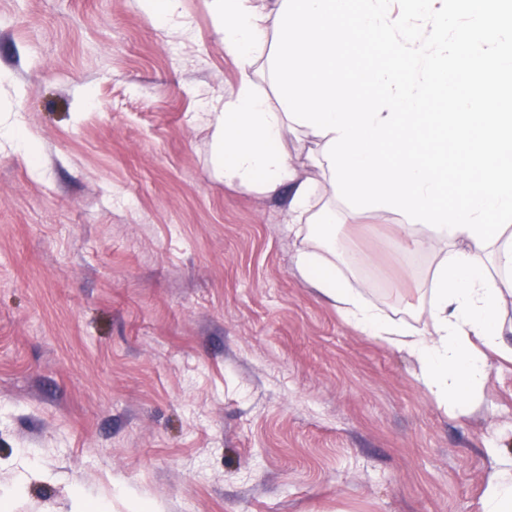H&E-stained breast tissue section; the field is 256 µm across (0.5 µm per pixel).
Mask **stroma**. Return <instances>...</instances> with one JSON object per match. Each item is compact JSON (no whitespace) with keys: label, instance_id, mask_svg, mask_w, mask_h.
Listing matches in <instances>:
<instances>
[{"label":"stroma","instance_id":"obj_1","mask_svg":"<svg viewBox=\"0 0 512 512\" xmlns=\"http://www.w3.org/2000/svg\"><path fill=\"white\" fill-rule=\"evenodd\" d=\"M238 67L210 0H0V512H482L512 457V361L440 407L412 360L299 274L288 189L226 183L209 123ZM393 317L441 253L348 223ZM0 131L3 130L4 134L16 140L19 150L29 158L35 155V145L31 137H29L18 120L15 118L14 113L5 107L2 109L0 103ZM3 127V128H2Z\"/></svg>","mask_w":512,"mask_h":512}]
</instances>
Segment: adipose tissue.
<instances>
[{"instance_id": "1", "label": "adipose tissue", "mask_w": 512, "mask_h": 512, "mask_svg": "<svg viewBox=\"0 0 512 512\" xmlns=\"http://www.w3.org/2000/svg\"><path fill=\"white\" fill-rule=\"evenodd\" d=\"M282 0H213L214 20L224 47L240 63L236 91L225 98L210 125L212 162L225 180L264 192L289 188L288 222L295 234L310 233L319 248L300 250V274L333 301L347 324L377 336L413 359L417 378L443 406H466L487 377V356L512 360L504 339L503 284H512V234L487 248L468 232H441L423 239L402 224L406 249L424 251L444 242L448 251L433 268L427 288L426 321L417 327L391 319L348 285V277L369 263L366 254L336 247L337 226L326 210H315V179L280 147L298 126L270 108L255 82V66L268 56V36Z\"/></svg>"}]
</instances>
